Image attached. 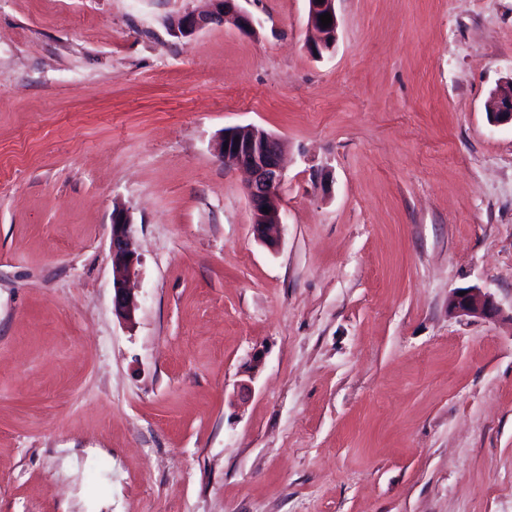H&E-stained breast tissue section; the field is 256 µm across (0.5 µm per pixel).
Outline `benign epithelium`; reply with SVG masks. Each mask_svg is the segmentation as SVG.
<instances>
[{
    "mask_svg": "<svg viewBox=\"0 0 512 512\" xmlns=\"http://www.w3.org/2000/svg\"><path fill=\"white\" fill-rule=\"evenodd\" d=\"M211 9L206 13H184L168 23L169 32L180 39L190 40L212 22L231 23L247 34L257 33V21L239 7V0H209ZM307 28L312 38L306 49L315 58L333 50L337 40L338 20L336 0H307ZM331 15L332 23L321 26L320 15ZM486 111L494 124L512 125V79L498 86L490 95ZM215 154L225 165H233L249 172L251 179L246 193L253 214L254 236L268 244L279 242V231L283 224L279 186L282 181L281 143L272 134L254 126H241L224 131L215 144ZM269 213H264L263 208ZM132 219L129 212L117 207L112 213L110 252L112 256L113 312L124 323L135 320L134 304L127 282L134 273L139 257L133 247ZM449 312L460 316H471L492 320L500 309L493 297L478 287L466 288V294L454 291L448 299Z\"/></svg>",
    "mask_w": 512,
    "mask_h": 512,
    "instance_id": "benign-epithelium-1",
    "label": "benign epithelium"
}]
</instances>
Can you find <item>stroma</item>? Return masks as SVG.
I'll return each mask as SVG.
<instances>
[{
    "label": "stroma",
    "mask_w": 512,
    "mask_h": 512,
    "mask_svg": "<svg viewBox=\"0 0 512 512\" xmlns=\"http://www.w3.org/2000/svg\"><path fill=\"white\" fill-rule=\"evenodd\" d=\"M240 5L0 0V512H512V0H336L320 59L306 0ZM246 125L274 248L214 154ZM211 9L206 13H184L168 23L169 32L180 39L191 40L195 34L212 22L231 23L247 34L257 33V21L239 7L240 0H208ZM486 111L492 123L512 125V79L499 85L490 95ZM228 145L227 150H223ZM215 154L224 165L249 172L246 193L253 214L254 236L268 244L279 242L283 224L279 186L282 181L281 143L272 134L254 126L224 130L215 144ZM267 207L269 214L264 213ZM111 225L113 312L120 321L131 324L135 320L136 305L127 282L139 263V257L133 247V222L129 212L122 207L115 208ZM466 294L459 295V292ZM448 310L452 314L481 319H495L500 312L493 297L478 287L458 288L448 299Z\"/></svg>",
    "instance_id": "1"
}]
</instances>
